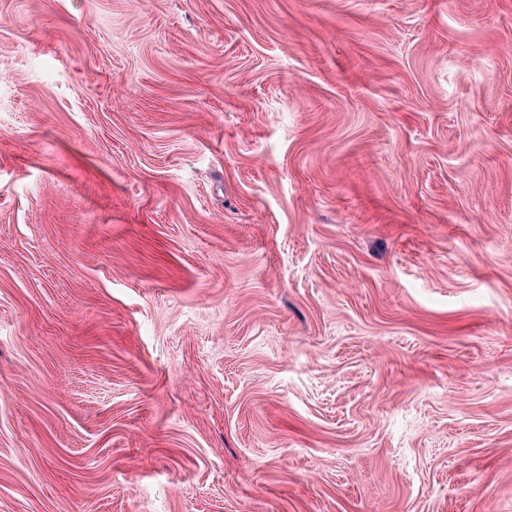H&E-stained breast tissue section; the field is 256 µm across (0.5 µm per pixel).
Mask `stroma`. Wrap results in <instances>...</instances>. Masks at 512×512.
Here are the masks:
<instances>
[{
  "label": "stroma",
  "mask_w": 512,
  "mask_h": 512,
  "mask_svg": "<svg viewBox=\"0 0 512 512\" xmlns=\"http://www.w3.org/2000/svg\"><path fill=\"white\" fill-rule=\"evenodd\" d=\"M0 512H512V0H0Z\"/></svg>",
  "instance_id": "1"
}]
</instances>
